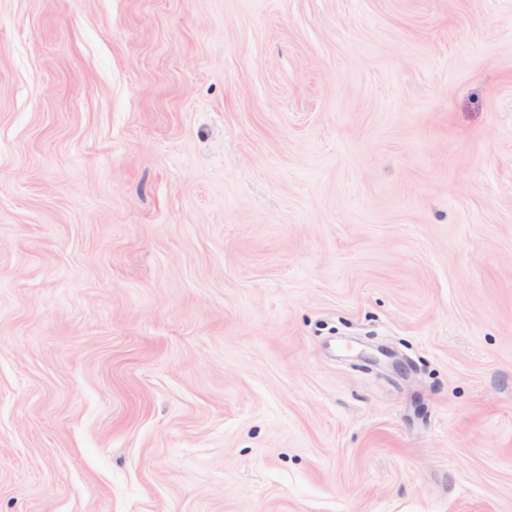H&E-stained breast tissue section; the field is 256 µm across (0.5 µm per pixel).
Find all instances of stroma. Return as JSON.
<instances>
[{
	"mask_svg": "<svg viewBox=\"0 0 512 512\" xmlns=\"http://www.w3.org/2000/svg\"><path fill=\"white\" fill-rule=\"evenodd\" d=\"M0 512H512V0H0Z\"/></svg>",
	"mask_w": 512,
	"mask_h": 512,
	"instance_id": "35a3bbf8",
	"label": "stroma"
}]
</instances>
